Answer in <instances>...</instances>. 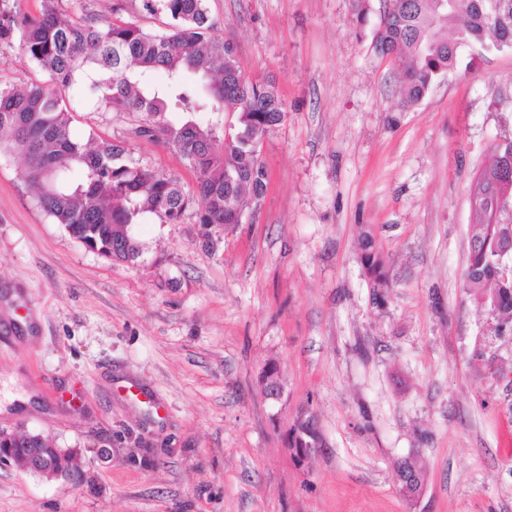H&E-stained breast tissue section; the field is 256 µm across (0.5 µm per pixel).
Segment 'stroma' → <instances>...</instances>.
Wrapping results in <instances>:
<instances>
[{
    "label": "stroma",
    "mask_w": 512,
    "mask_h": 512,
    "mask_svg": "<svg viewBox=\"0 0 512 512\" xmlns=\"http://www.w3.org/2000/svg\"><path fill=\"white\" fill-rule=\"evenodd\" d=\"M206 0L244 74L275 79L285 120L266 136L268 187L204 250L193 213L136 225V261L55 224L0 154V429L78 452L47 481L0 467V512H512V323L468 295L469 196L512 141V51L466 47L456 71L399 103L398 65L373 34L381 0ZM164 29L140 0H62ZM14 42L0 87L42 80ZM73 135L124 142L137 165L196 174L139 138L137 117L66 92ZM383 253L381 300L362 241ZM276 365L285 387L266 399ZM135 382L144 403L127 394ZM322 446L298 459L297 419ZM425 472L404 496L396 464Z\"/></svg>",
    "instance_id": "1"
}]
</instances>
